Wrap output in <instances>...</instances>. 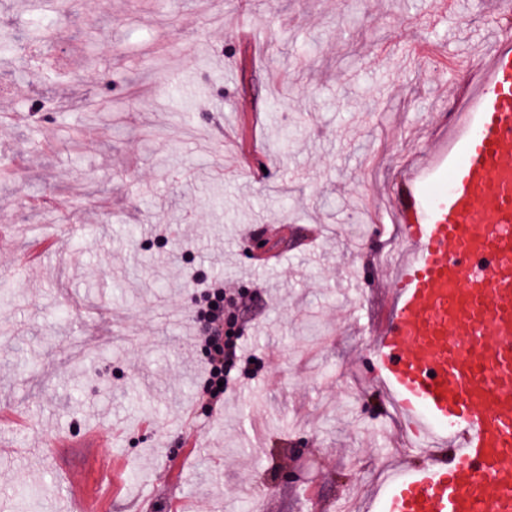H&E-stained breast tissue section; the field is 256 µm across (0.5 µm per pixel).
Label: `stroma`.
I'll use <instances>...</instances> for the list:
<instances>
[{
	"instance_id": "obj_1",
	"label": "stroma",
	"mask_w": 512,
	"mask_h": 512,
	"mask_svg": "<svg viewBox=\"0 0 512 512\" xmlns=\"http://www.w3.org/2000/svg\"><path fill=\"white\" fill-rule=\"evenodd\" d=\"M435 2L0 0V27L58 32L43 68L0 66V406L30 419L0 422V512H72L53 435L106 512H336L418 464L364 331L394 273L355 252L400 244L388 196L448 128L449 62L494 50L499 0ZM45 194L72 236L10 278L56 230ZM214 277L248 295L254 355L216 411L194 345Z\"/></svg>"
}]
</instances>
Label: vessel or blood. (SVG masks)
Returning a JSON list of instances; mask_svg holds the SVG:
<instances>
[{"mask_svg":"<svg viewBox=\"0 0 512 512\" xmlns=\"http://www.w3.org/2000/svg\"><path fill=\"white\" fill-rule=\"evenodd\" d=\"M464 98L391 191L405 249L373 354L423 462L389 473L373 512H512L511 43ZM60 484L78 512H99Z\"/></svg>","mask_w":512,"mask_h":512,"instance_id":"vessel-or-blood-1","label":"vessel or blood"}]
</instances>
